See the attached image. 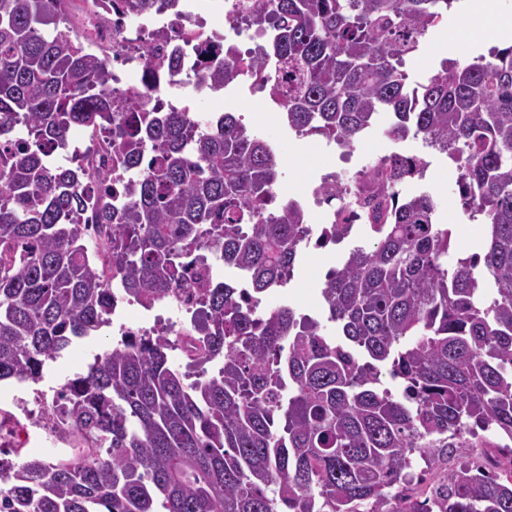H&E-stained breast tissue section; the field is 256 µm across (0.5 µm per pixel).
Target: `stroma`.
<instances>
[{"label": "stroma", "mask_w": 512, "mask_h": 512, "mask_svg": "<svg viewBox=\"0 0 512 512\" xmlns=\"http://www.w3.org/2000/svg\"><path fill=\"white\" fill-rule=\"evenodd\" d=\"M253 128L257 135L271 143L282 155L285 164L281 172L286 176L289 187L302 191L319 185L323 175L330 171L335 172L343 184L354 185L373 160L394 152L420 158L425 166V174L406 183L404 193L430 194L437 204L435 220L453 229L459 252L467 255L481 251L486 232L483 216H473L464 210L456 186L455 164L446 155L425 147L421 138L411 136L395 141L388 138L383 126L379 125L360 138L348 158L342 160L326 155L327 144L323 139L298 136L286 123L267 118L254 123ZM340 261L337 255L321 257L304 253L302 265L294 279L283 289L281 296H269L268 305H277L283 299L299 310L320 315V288L324 282L322 270L337 266ZM114 342L112 330L108 327L74 340L57 359L46 364L39 383L1 382L0 400L14 394L29 397L39 390L54 392L66 379L84 372L95 356L112 347Z\"/></svg>", "instance_id": "35a3bbf8"}]
</instances>
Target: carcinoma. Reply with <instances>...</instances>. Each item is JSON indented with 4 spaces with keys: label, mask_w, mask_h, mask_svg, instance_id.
I'll return each mask as SVG.
<instances>
[{
    "label": "carcinoma",
    "mask_w": 512,
    "mask_h": 512,
    "mask_svg": "<svg viewBox=\"0 0 512 512\" xmlns=\"http://www.w3.org/2000/svg\"><path fill=\"white\" fill-rule=\"evenodd\" d=\"M455 2L242 0L265 44L193 72L220 90L247 77L290 129L344 147L386 114L388 137L457 164L464 209L485 216L482 253L450 261L432 196L377 204L323 283L322 320L263 305L290 281L308 215L274 195L281 157L243 117L114 96L106 47L58 28L75 0H0V381L38 382L110 324L114 286L151 308L205 250L231 272L199 281L186 364L160 333L123 336L61 385L53 433L77 448L0 455V512H512V45L413 88L403 70ZM73 126L96 144L56 166ZM100 152L134 175L119 214ZM422 170L394 153L363 178ZM322 190L339 216L360 205L336 181ZM450 448L467 459L420 487Z\"/></svg>",
    "instance_id": "cac0c4a2"
}]
</instances>
